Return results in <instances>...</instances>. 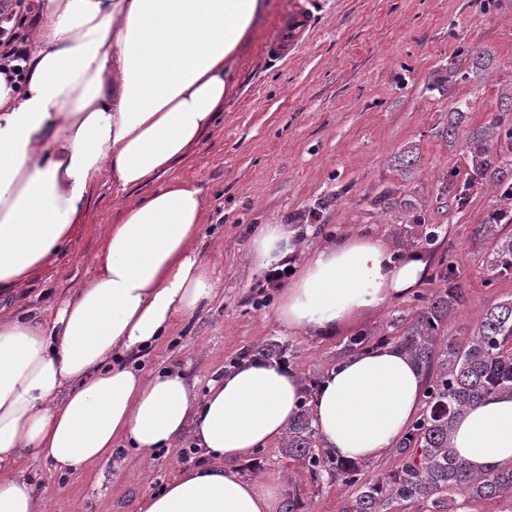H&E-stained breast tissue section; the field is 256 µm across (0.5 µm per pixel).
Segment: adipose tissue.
<instances>
[{
  "label": "adipose tissue",
  "mask_w": 512,
  "mask_h": 512,
  "mask_svg": "<svg viewBox=\"0 0 512 512\" xmlns=\"http://www.w3.org/2000/svg\"><path fill=\"white\" fill-rule=\"evenodd\" d=\"M268 0H38L25 88L0 74V293L48 269L86 216L93 188L157 181L107 225L94 273L51 319L0 314V512H37L14 474L24 454L75 475L121 445L149 459L192 437L203 463L183 468L137 512H277L282 477L242 474L283 440L303 398L287 362L257 358L198 392L137 356L215 296L197 243L206 203L195 181L168 179L213 127L236 85L242 44ZM249 260L291 277L275 318L284 332L331 337L411 294L429 260L358 234L306 253L299 228L262 224ZM424 376L396 346L358 351L327 370L310 401L324 448L372 463L421 409ZM453 447L471 470L512 463V395L459 417Z\"/></svg>",
  "instance_id": "ef3b65f1"
}]
</instances>
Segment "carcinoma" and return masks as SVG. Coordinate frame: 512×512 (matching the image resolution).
Here are the masks:
<instances>
[{
    "mask_svg": "<svg viewBox=\"0 0 512 512\" xmlns=\"http://www.w3.org/2000/svg\"><path fill=\"white\" fill-rule=\"evenodd\" d=\"M492 59L483 53L457 49L436 67L426 90L441 98L460 83L486 79ZM472 111L468 99H454L435 127L436 137L459 147L464 170L451 168L438 193L447 197L448 208L461 211L486 186L496 200L474 229V237L490 236L494 246L483 260L487 286L512 276V234L501 236L498 224H512V79L501 85L497 113L458 140V129ZM420 163L419 148L411 144L393 156L392 168L408 181ZM371 205L395 215V235L411 249L426 250L439 237V227L427 222L424 209L400 199L387 188L372 198ZM431 280L441 285L432 295H421L422 306L398 337L368 330L350 337L336 353L343 359L370 342L399 347L425 378L422 407L406 435L395 446L397 462L375 478L366 476L368 465L346 463L321 446L308 399L316 381L305 386V399L288 422L282 453L299 463L310 478L329 476L350 489L342 512H398L414 505L426 512H468L476 502L512 496V466H496L474 472L452 449L456 418L492 396L512 395V296L489 306L470 335L448 336L453 315L464 305L466 291L458 261L441 259ZM288 345L271 341L255 350L263 358L281 359Z\"/></svg>",
    "mask_w": 512,
    "mask_h": 512,
    "instance_id": "carcinoma-1",
    "label": "carcinoma"
}]
</instances>
